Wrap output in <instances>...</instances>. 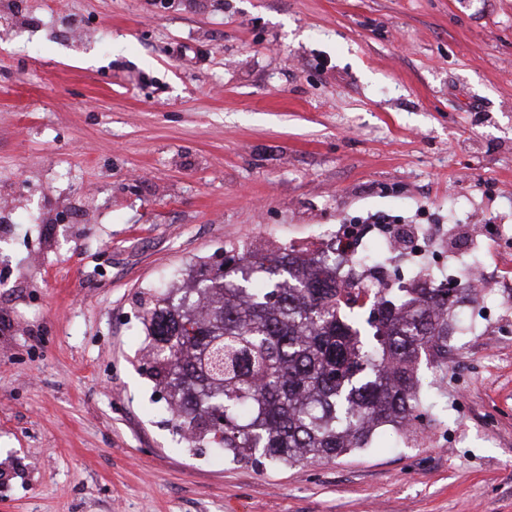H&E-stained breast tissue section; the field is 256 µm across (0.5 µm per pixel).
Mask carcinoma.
Returning a JSON list of instances; mask_svg holds the SVG:
<instances>
[{
    "label": "carcinoma",
    "instance_id": "cac0c4a2",
    "mask_svg": "<svg viewBox=\"0 0 512 512\" xmlns=\"http://www.w3.org/2000/svg\"><path fill=\"white\" fill-rule=\"evenodd\" d=\"M145 309L147 369L191 445L295 465L420 421L421 367L448 366V289L360 299L294 247L224 252V274ZM371 333L344 312L359 314Z\"/></svg>",
    "mask_w": 512,
    "mask_h": 512
}]
</instances>
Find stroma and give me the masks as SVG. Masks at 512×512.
<instances>
[{"label": "stroma", "instance_id": "stroma-1", "mask_svg": "<svg viewBox=\"0 0 512 512\" xmlns=\"http://www.w3.org/2000/svg\"><path fill=\"white\" fill-rule=\"evenodd\" d=\"M512 225V0H0V512H512L511 306L437 410L337 459L215 462L144 301L229 246Z\"/></svg>", "mask_w": 512, "mask_h": 512}]
</instances>
